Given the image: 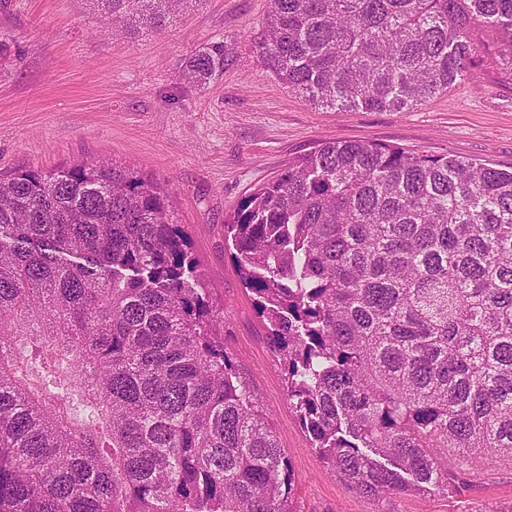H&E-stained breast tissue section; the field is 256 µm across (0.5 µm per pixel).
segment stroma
Segmentation results:
<instances>
[{"instance_id": "1", "label": "stroma", "mask_w": 512, "mask_h": 512, "mask_svg": "<svg viewBox=\"0 0 512 512\" xmlns=\"http://www.w3.org/2000/svg\"><path fill=\"white\" fill-rule=\"evenodd\" d=\"M267 0L184 5L164 32L131 35L95 0H0L14 39L0 68V173L103 159L169 189L224 311L229 353L272 419L294 470L299 512H376L321 462L291 409L284 373L224 240L233 207L288 160L325 141L358 140L455 155L512 170V84L474 68L448 92L406 111L317 108L289 93L256 54ZM224 41V76L183 77L187 58ZM501 512L512 507V460L497 459L452 494L402 496L387 512Z\"/></svg>"}]
</instances>
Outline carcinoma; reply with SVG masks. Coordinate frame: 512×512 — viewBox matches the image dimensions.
<instances>
[{
	"mask_svg": "<svg viewBox=\"0 0 512 512\" xmlns=\"http://www.w3.org/2000/svg\"><path fill=\"white\" fill-rule=\"evenodd\" d=\"M99 2L161 31L186 0ZM256 51L316 107L402 112L481 54L512 82V0H268ZM228 57L209 43L185 76ZM224 238L350 490L449 493L512 459V171L323 142ZM293 483L168 191L102 160L0 175V512H297Z\"/></svg>",
	"mask_w": 512,
	"mask_h": 512,
	"instance_id": "1",
	"label": "carcinoma"
}]
</instances>
